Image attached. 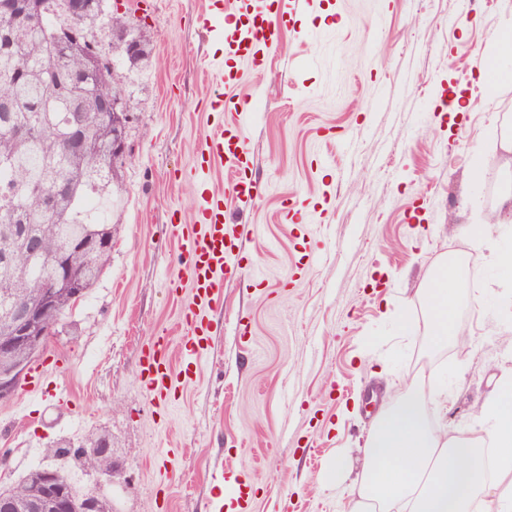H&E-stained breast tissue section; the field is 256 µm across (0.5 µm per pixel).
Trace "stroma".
Wrapping results in <instances>:
<instances>
[{
    "label": "stroma",
    "instance_id": "obj_1",
    "mask_svg": "<svg viewBox=\"0 0 512 512\" xmlns=\"http://www.w3.org/2000/svg\"><path fill=\"white\" fill-rule=\"evenodd\" d=\"M210 5L122 0L147 51L134 64L108 24L92 32L134 113L112 259L39 358L59 367L62 393L0 402V489L40 463L113 499L116 512H238L218 495L221 470L246 476L248 512H349L382 408L425 379L429 420L454 434L476 427L512 372V289L467 234L481 224L512 248L498 208L512 194V55L499 57L505 77L494 88L474 76L492 30L512 21V0H311L256 63L226 58L223 34L203 26ZM227 66L244 73L233 96L262 107L243 132L259 194L246 205L227 196L224 216L244 231L245 266L264 275L225 283L193 381L159 407L138 360L166 333L180 363L183 295L167 281L183 258L171 227L193 223L203 184L227 185L225 169L200 166L213 77ZM328 154L345 181L323 168ZM452 254L474 263L458 291L471 338L463 359L434 343L414 299ZM103 433L122 465L117 483L53 454Z\"/></svg>",
    "mask_w": 512,
    "mask_h": 512
}]
</instances>
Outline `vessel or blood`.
<instances>
[{
	"instance_id": "b4317fda",
	"label": "vessel or blood",
	"mask_w": 512,
	"mask_h": 512,
	"mask_svg": "<svg viewBox=\"0 0 512 512\" xmlns=\"http://www.w3.org/2000/svg\"><path fill=\"white\" fill-rule=\"evenodd\" d=\"M206 29H223L226 54L254 57L257 49H272L277 31L266 19L259 0H213L209 15L203 18ZM202 163L207 168H224L231 174V192L244 203L253 198V185L247 176L250 153L240 130L216 124L208 136ZM174 235L187 242L183 279L190 297L181 307L186 342L182 346L179 369H172L166 354L165 337H156L142 351L138 368L151 400L170 402L177 384L190 382L203 357L204 343L213 323L207 312L223 300L226 280L239 274L241 238L227 233L224 224L223 194L205 190L203 207L195 223L178 224Z\"/></svg>"
}]
</instances>
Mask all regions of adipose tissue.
Returning a JSON list of instances; mask_svg holds the SVG:
<instances>
[{
	"mask_svg": "<svg viewBox=\"0 0 512 512\" xmlns=\"http://www.w3.org/2000/svg\"><path fill=\"white\" fill-rule=\"evenodd\" d=\"M458 280L457 270L448 267L434 287L419 291L435 343L457 335ZM365 459L352 484L350 512H367L371 500L381 512L399 503L408 512H484L492 501L496 512H512V493L500 491L502 478L512 474V375L484 409L478 429L459 438L430 429L421 392L413 390L380 414Z\"/></svg>",
	"mask_w": 512,
	"mask_h": 512,
	"instance_id": "adipose-tissue-1",
	"label": "adipose tissue"
}]
</instances>
